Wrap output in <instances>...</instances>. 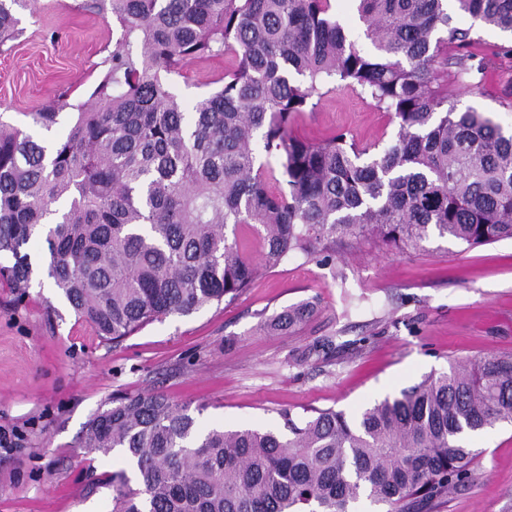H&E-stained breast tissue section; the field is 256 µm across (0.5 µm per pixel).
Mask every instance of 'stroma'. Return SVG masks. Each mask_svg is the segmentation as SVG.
Masks as SVG:
<instances>
[{
	"label": "stroma",
	"instance_id": "35a3bbf8",
	"mask_svg": "<svg viewBox=\"0 0 512 512\" xmlns=\"http://www.w3.org/2000/svg\"><path fill=\"white\" fill-rule=\"evenodd\" d=\"M81 0L15 6L23 35L0 46V120L31 131L30 112L60 92L86 100L120 35L111 16ZM489 67L481 85L448 80L458 109L489 112L512 130V35L481 30ZM224 72L219 58L190 62L170 87L195 102ZM343 130L387 143L397 126L356 92L322 95L293 131L313 142ZM310 301V322L261 334L263 320ZM512 352V240L471 248L434 239L417 250L367 237L267 269L223 302L152 322L117 343L100 342L51 281L23 301L0 287V512H112V490H85L87 473L122 468L117 455L88 458L82 431L113 398L160 390L202 407L201 428L284 427L300 406L356 413L449 363ZM472 480L434 512H512V424L473 439Z\"/></svg>",
	"mask_w": 512,
	"mask_h": 512
}]
</instances>
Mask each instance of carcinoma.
Returning a JSON list of instances; mask_svg holds the SVG:
<instances>
[{
	"label": "carcinoma",
	"instance_id": "cac0c4a2",
	"mask_svg": "<svg viewBox=\"0 0 512 512\" xmlns=\"http://www.w3.org/2000/svg\"><path fill=\"white\" fill-rule=\"evenodd\" d=\"M370 47L345 32L332 0H92L120 29L86 101L62 92L36 112L49 145L0 121V284L25 297L51 279L102 341L173 314L232 301L258 273L316 245L367 236L416 250L433 239L478 247L512 239V133L460 111L442 89L471 64L478 30L512 33V0H357ZM0 0V44L21 35ZM471 24L462 26L457 16ZM228 57L220 86L193 104L170 89L191 61ZM369 96L391 115L389 144L348 133L293 134L322 91ZM276 156L287 189L270 190ZM251 236L259 253L242 240ZM45 261L31 262L35 240ZM303 302L261 328L290 331ZM286 432L199 428L159 391L121 399L85 425L81 448L127 469L112 512H433L477 457L463 434L512 424V353H490L363 409L304 407ZM134 477H129L128 472Z\"/></svg>",
	"mask_w": 512,
	"mask_h": 512
}]
</instances>
